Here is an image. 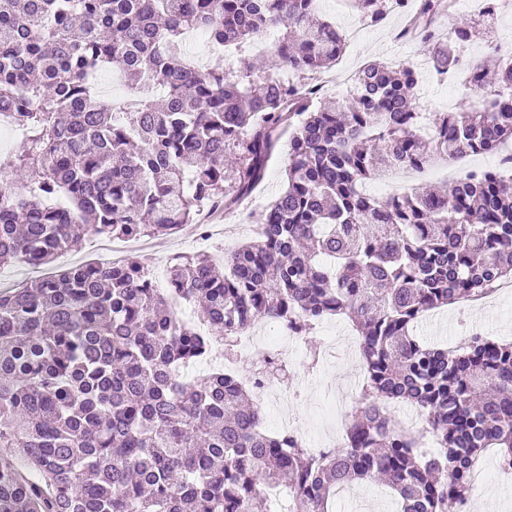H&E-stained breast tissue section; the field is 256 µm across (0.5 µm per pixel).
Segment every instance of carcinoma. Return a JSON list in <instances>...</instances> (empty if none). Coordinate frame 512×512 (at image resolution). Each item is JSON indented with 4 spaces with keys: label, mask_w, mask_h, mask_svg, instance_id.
<instances>
[{
    "label": "carcinoma",
    "mask_w": 512,
    "mask_h": 512,
    "mask_svg": "<svg viewBox=\"0 0 512 512\" xmlns=\"http://www.w3.org/2000/svg\"><path fill=\"white\" fill-rule=\"evenodd\" d=\"M379 21L397 0H354ZM422 53L461 64L467 20L444 29L446 0H417ZM316 0H0V107L29 130L0 156V266L45 267L87 234L175 233L205 210L251 196L268 167L287 187L254 216V237L224 257L179 255L168 288L141 261L85 263L0 290V512H262L283 489L288 512H331L343 486L376 475L397 512H458L489 449L512 470V343L474 336L453 353L420 338L430 312L512 279V176L465 174L445 195L385 200L362 192L398 164L421 169L512 141V55L490 47L498 85L479 64L464 88L481 112L414 101L411 62L371 61L326 101L308 77L336 64L344 37L311 24ZM272 29L263 71L201 67L186 36L239 50ZM138 96L106 100L105 66ZM201 304L200 325L181 320ZM307 337L346 317L363 358L360 399L340 448L263 427L248 383L216 368L188 380L216 338L231 347L260 318ZM416 407L417 431L388 412ZM438 448L426 453L423 436Z\"/></svg>",
    "instance_id": "obj_1"
}]
</instances>
